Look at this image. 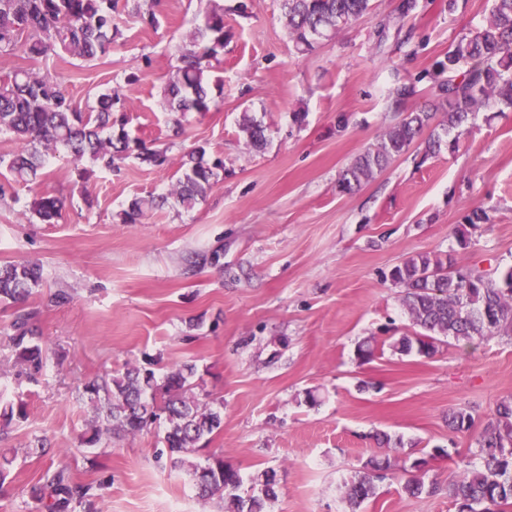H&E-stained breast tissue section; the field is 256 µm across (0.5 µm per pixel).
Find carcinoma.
Wrapping results in <instances>:
<instances>
[{
    "label": "carcinoma",
    "instance_id": "1",
    "mask_svg": "<svg viewBox=\"0 0 512 512\" xmlns=\"http://www.w3.org/2000/svg\"><path fill=\"white\" fill-rule=\"evenodd\" d=\"M136 5L134 15L144 24H158L155 8ZM372 0H282L281 7L297 51L313 49L322 38H330L371 12ZM116 0H0V52L20 53L32 60L69 54L93 60L112 48V11ZM181 66L163 87L166 110L208 112L212 91H224V80L211 75L210 59L224 50V8L216 5L206 16L204 27L188 37ZM433 96L429 108L412 110L388 130L377 144L357 155L336 182V190L350 194L372 181L410 145L424 140L425 153L453 151L457 139H448L481 110L512 109V0H492L490 15L480 26L469 29L448 48L444 59L434 63ZM124 98L116 91L96 97L87 112L74 107L62 84L48 75L19 68L0 81V132L11 134L18 148L0 157L12 181L28 184L37 179L45 165V152L59 146L75 160L89 159L97 166L119 168L130 155L154 167L168 166L167 151L153 149L130 136L123 119L113 116ZM240 130L255 148L266 144L265 127L243 115ZM222 161L209 163L206 149L199 146L182 157L183 177L166 194L136 197L124 210L125 224H138L153 210L169 201L189 209L205 197ZM64 201L43 194L33 203L39 219L51 223L61 216ZM42 268L34 263L0 265V303L16 308L13 335L9 336L17 359L34 377L44 370L40 337L28 327L31 313L24 305L42 280ZM392 281L403 288L401 303L409 315L412 334L394 340L401 354L413 351L430 356L445 341L473 345L487 336H512V269L499 278H486L473 268L449 262L437 254L418 253L391 272ZM195 366L171 368L162 381L154 372L137 366L124 372L91 380L83 394L93 406L92 418L82 442L94 446L149 430L163 421V449L173 463L188 468L198 495L217 498L224 512H265L277 499L275 483L265 470L252 478L256 495L236 494L243 479L224 457L216 455L201 467L189 459L198 443L218 431L223 423L215 411L192 394L188 383ZM27 419L24 403L0 405V434ZM474 419L465 409L448 414V426L468 432ZM480 465L463 462L456 479L445 487L425 482L428 460H414L416 474L403 490L417 497L424 492H445L448 499L467 512H508L512 508V396L497 402L493 418L476 438ZM390 462L367 461L364 470L345 483L351 508H358L375 493V480L384 477ZM31 496L40 512H93V485L76 483L65 468L47 474L45 483L34 486Z\"/></svg>",
    "mask_w": 512,
    "mask_h": 512
}]
</instances>
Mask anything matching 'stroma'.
I'll return each instance as SVG.
<instances>
[{"mask_svg": "<svg viewBox=\"0 0 512 512\" xmlns=\"http://www.w3.org/2000/svg\"><path fill=\"white\" fill-rule=\"evenodd\" d=\"M216 3L224 94L209 112L182 116L175 138L161 90ZM372 4L300 54L281 0H162L154 29L119 0L108 53L34 66L85 112L100 92L125 94L131 135L168 147L170 163L157 169L131 157L120 171L87 173L61 148L26 186L0 167V263L43 268L27 306L47 362L27 381L9 340L14 308L0 304V398L23 401L28 413L0 437V512H38L30 490L58 466L100 484L97 512H223L158 458L156 431L81 443L92 416L86 382L128 366L160 376L185 362L196 366V394L224 418L194 459L223 455L247 481L275 470L279 496L266 512H349L344 482L374 456L393 467L359 512H457L446 495L404 493V469L428 458L427 480L444 485L471 458L497 401L512 395V337L447 343L429 357L394 352L391 341L413 326L390 272L417 253L494 277L512 268V110L479 112L456 151L428 156L411 146L358 192L339 194L342 170L400 121L393 88L413 85L409 108L432 103L433 63L490 12L489 0H419L402 19L399 0ZM246 115L265 127L263 149L241 132ZM198 145L224 160L206 197L123 223L133 198L172 187ZM44 190L65 202L53 224L32 210ZM475 208L486 221L465 226ZM61 290L70 298L58 304ZM370 338L378 349L364 361L357 348ZM456 408L471 413L472 431L449 430ZM378 433L401 449L379 446ZM36 436L52 452L33 453Z\"/></svg>", "mask_w": 512, "mask_h": 512, "instance_id": "obj_1", "label": "stroma"}]
</instances>
